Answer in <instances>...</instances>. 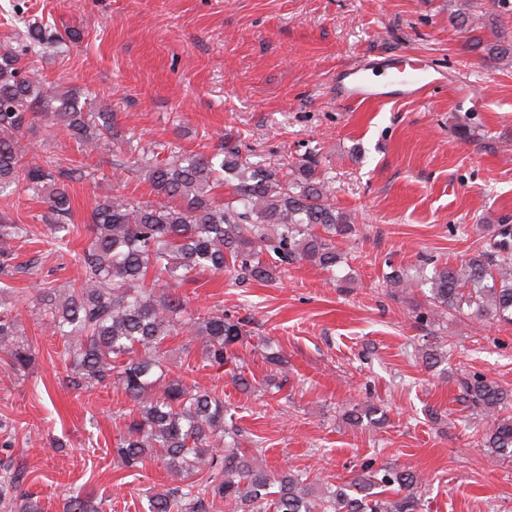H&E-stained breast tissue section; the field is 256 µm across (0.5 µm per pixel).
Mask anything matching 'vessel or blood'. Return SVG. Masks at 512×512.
<instances>
[{
    "label": "vessel or blood",
    "mask_w": 512,
    "mask_h": 512,
    "mask_svg": "<svg viewBox=\"0 0 512 512\" xmlns=\"http://www.w3.org/2000/svg\"><path fill=\"white\" fill-rule=\"evenodd\" d=\"M346 80L341 83L342 97L352 101H365L382 98L392 94L417 95L436 87L438 80L427 67L407 69L397 68L384 86L370 83L362 74L361 68H349Z\"/></svg>",
    "instance_id": "vessel-or-blood-1"
}]
</instances>
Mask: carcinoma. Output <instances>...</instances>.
Segmentation results:
<instances>
[{"label": "carcinoma", "mask_w": 512, "mask_h": 512, "mask_svg": "<svg viewBox=\"0 0 512 512\" xmlns=\"http://www.w3.org/2000/svg\"><path fill=\"white\" fill-rule=\"evenodd\" d=\"M496 3L473 0L461 27L474 49L476 32L487 26ZM18 52L0 50V197L45 199L52 225L48 244L61 252L73 233L67 181L92 178L89 163L112 140L124 137L117 113L96 106L74 89L44 87L34 67L53 33L25 24ZM47 120L76 144L77 156L63 165L55 155H37L26 134ZM133 164L145 173L156 202L112 194L91 213V239L81 258L84 280L65 292L43 282L34 308L39 323L59 338L56 357L77 386L117 385L132 403L115 446L130 472L147 460L164 464L174 486L148 497V512H210L218 499L233 512H418L422 477L412 471L367 463L349 482L314 493L309 475L289 470L278 476L241 450V431L227 419L224 399L170 376L175 363L169 341L203 338V361L232 366L235 387L251 383L235 364V345L246 324L220 310L191 311L179 289L201 271L237 274L261 283L276 281L285 266L306 261L335 271L342 263L336 239L355 230L356 218L336 206L317 154L277 171L243 159L241 145L226 140L210 153L170 151L159 158L142 152ZM229 188L224 200L216 189ZM28 225L0 211V360L24 376L38 362L37 349L20 330L16 308L3 295L11 281L34 267L14 263L13 243ZM389 285L404 294L418 289L425 302L417 318L435 322L452 311L512 324V227L499 225L491 249L459 265L434 266L431 276L394 271ZM463 400L487 421L480 443L496 459L512 458V394L482 376L459 381ZM379 408L354 403L345 413L354 424H380ZM23 473L11 454L0 459V512H42L40 500L20 494ZM105 499L77 493L66 512H105Z\"/></svg>", "instance_id": "cac0c4a2"}]
</instances>
